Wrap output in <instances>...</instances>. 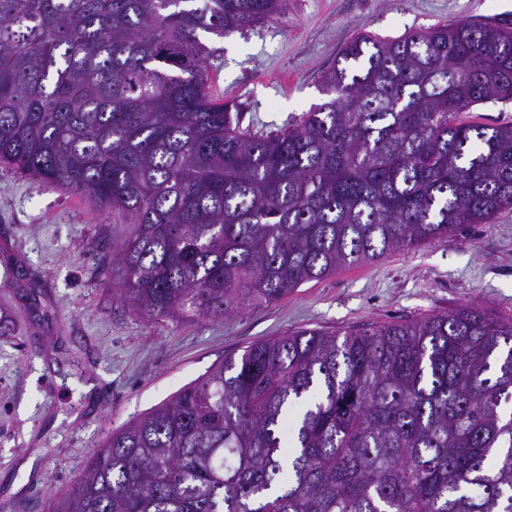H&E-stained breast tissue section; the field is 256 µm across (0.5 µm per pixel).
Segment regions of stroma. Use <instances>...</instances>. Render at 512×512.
<instances>
[{"label":"stroma","mask_w":512,"mask_h":512,"mask_svg":"<svg viewBox=\"0 0 512 512\" xmlns=\"http://www.w3.org/2000/svg\"><path fill=\"white\" fill-rule=\"evenodd\" d=\"M472 19L512 24V0H286L202 40L213 93L269 134L322 102V76L357 36ZM130 231L122 214L0 166V512H47L107 433L256 342L467 305L512 319V209L215 322H147L113 294L112 248Z\"/></svg>","instance_id":"stroma-1"}]
</instances>
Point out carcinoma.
<instances>
[{
  "label": "carcinoma",
  "mask_w": 512,
  "mask_h": 512,
  "mask_svg": "<svg viewBox=\"0 0 512 512\" xmlns=\"http://www.w3.org/2000/svg\"><path fill=\"white\" fill-rule=\"evenodd\" d=\"M284 0H0V164L123 214L113 292L217 320L512 208V27L362 35L275 134L214 97L203 33ZM512 321L301 329L100 444L48 512H512ZM300 407L291 434L288 412ZM468 119L483 123L512 124V101L486 102L466 112Z\"/></svg>",
  "instance_id": "1"
}]
</instances>
